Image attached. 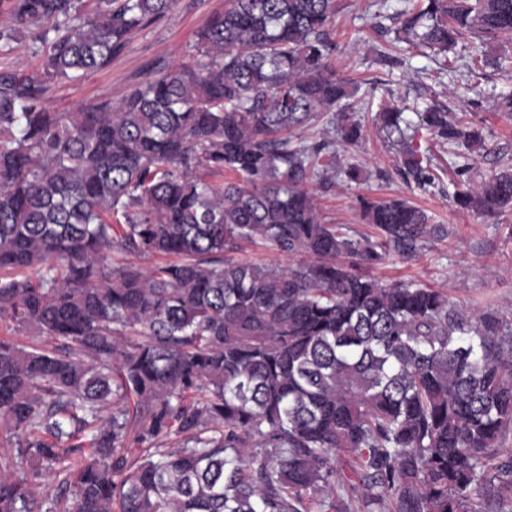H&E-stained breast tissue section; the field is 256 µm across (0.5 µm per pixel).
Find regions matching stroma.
<instances>
[{
  "instance_id": "obj_1",
  "label": "stroma",
  "mask_w": 512,
  "mask_h": 512,
  "mask_svg": "<svg viewBox=\"0 0 512 512\" xmlns=\"http://www.w3.org/2000/svg\"><path fill=\"white\" fill-rule=\"evenodd\" d=\"M228 0H179L166 17L137 30L128 47L109 66L88 73L81 81L54 83L47 105L54 112H71L80 106L116 102L159 73L195 61L196 34ZM401 0H339L336 15L337 70L361 85L352 101L354 119L363 125L357 145L337 146L339 163L357 165L363 175L355 183L336 177L327 190L317 193L320 215L330 224H343L350 234L374 235L357 207L358 196L385 198L400 195L425 209L443 233L430 238L419 257L404 261L390 258L374 269L382 282L414 281L442 289L448 298L464 305L490 303L512 316V214L489 221L448 203L449 183L459 181L454 158L447 149L421 139L431 156L440 183L430 192L406 186L396 173L398 156L373 121L374 100L398 104L408 98L434 102L466 120L483 125L487 153L474 155L468 173L477 181L494 169L512 164V116L496 111L495 96L512 91V38L487 47L488 63L478 73L466 68L442 73L431 60L414 50H399L404 63L389 67L376 63L377 51L390 48V38L378 31L379 14H392ZM476 86V93H462V85Z\"/></svg>"
}]
</instances>
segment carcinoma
I'll use <instances>...</instances> for the list:
<instances>
[{
	"instance_id": "cac0c4a2",
	"label": "carcinoma",
	"mask_w": 512,
	"mask_h": 512,
	"mask_svg": "<svg viewBox=\"0 0 512 512\" xmlns=\"http://www.w3.org/2000/svg\"><path fill=\"white\" fill-rule=\"evenodd\" d=\"M0 49L41 44L42 69H0V320L54 341L0 337V512H478L512 492V319L437 288L363 272L419 256L439 231L402 197L358 206L374 236L320 219L338 176L335 141L362 126L339 74L338 0H230L198 34L195 64L119 103L46 106L121 53L177 0H10ZM395 38L453 68L467 41L512 36V0H406ZM377 124L397 173L439 176L425 135L469 156L483 128L433 104ZM229 170L236 180L215 183ZM454 206L512 211V167L459 182ZM305 256L293 267L243 245ZM176 260L151 267L129 258ZM350 458L353 479L339 469ZM239 257H245L255 262H262L267 264H280L282 266H293L298 260H301L303 256L296 257H282L277 256L272 250L257 248L251 245H245L244 249L237 255Z\"/></svg>"
}]
</instances>
